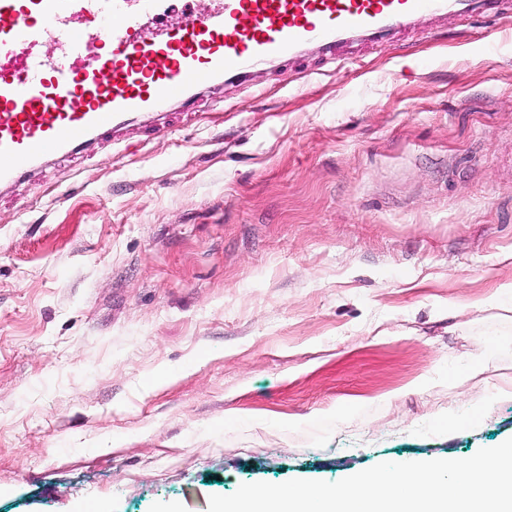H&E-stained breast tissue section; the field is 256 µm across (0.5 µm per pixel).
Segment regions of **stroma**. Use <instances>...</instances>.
Listing matches in <instances>:
<instances>
[{
	"label": "stroma",
	"mask_w": 512,
	"mask_h": 512,
	"mask_svg": "<svg viewBox=\"0 0 512 512\" xmlns=\"http://www.w3.org/2000/svg\"><path fill=\"white\" fill-rule=\"evenodd\" d=\"M167 123L0 196V512H207L512 437V16Z\"/></svg>",
	"instance_id": "1"
}]
</instances>
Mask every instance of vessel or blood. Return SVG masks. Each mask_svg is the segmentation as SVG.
Segmentation results:
<instances>
[{"label":"vessel or blood","instance_id":"1","mask_svg":"<svg viewBox=\"0 0 512 512\" xmlns=\"http://www.w3.org/2000/svg\"><path fill=\"white\" fill-rule=\"evenodd\" d=\"M174 0H0V194L131 123L164 132L198 90L247 81L316 46L330 58L425 15L466 20L512 0H210L166 26Z\"/></svg>","mask_w":512,"mask_h":512}]
</instances>
